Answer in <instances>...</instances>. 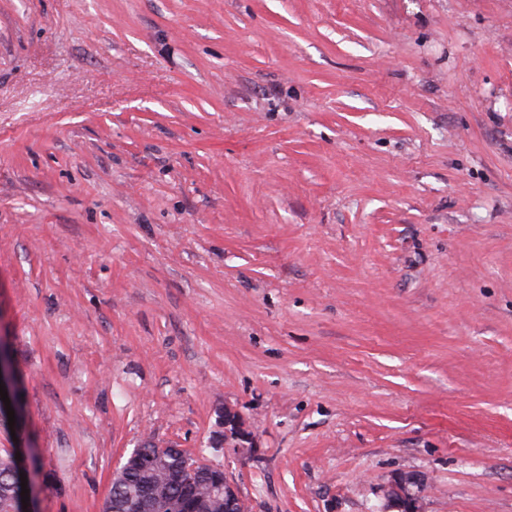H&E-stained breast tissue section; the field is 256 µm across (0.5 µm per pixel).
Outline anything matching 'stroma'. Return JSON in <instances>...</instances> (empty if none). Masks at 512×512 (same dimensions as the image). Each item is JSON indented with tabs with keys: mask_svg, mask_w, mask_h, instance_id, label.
I'll return each mask as SVG.
<instances>
[{
	"mask_svg": "<svg viewBox=\"0 0 512 512\" xmlns=\"http://www.w3.org/2000/svg\"><path fill=\"white\" fill-rule=\"evenodd\" d=\"M0 354L38 512H512V0H0ZM216 433L213 435L214 448H223L224 445L232 444L233 447L244 448L248 440V433L242 429L238 415L230 410H224L218 416ZM135 456H138V461L130 456L123 483L113 490L112 487L120 483L124 468L121 465L112 471L110 493L117 498L116 506L123 500H144L146 486L153 485L157 497L150 505L151 510L146 512H225L221 510L225 501L235 509L234 512L252 511L249 501L219 466L198 465L192 468L198 460L187 452L185 455L159 458L149 441L140 445ZM220 481L223 484L216 487ZM214 487L217 496L224 497L223 502L212 496ZM418 483L419 479L413 474L394 477L385 490L382 511L420 512L419 500L412 491V486Z\"/></svg>",
	"mask_w": 512,
	"mask_h": 512,
	"instance_id": "35a3bbf8",
	"label": "stroma"
}]
</instances>
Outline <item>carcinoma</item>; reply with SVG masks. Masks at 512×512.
<instances>
[{"instance_id": "cac0c4a2", "label": "carcinoma", "mask_w": 512, "mask_h": 512, "mask_svg": "<svg viewBox=\"0 0 512 512\" xmlns=\"http://www.w3.org/2000/svg\"><path fill=\"white\" fill-rule=\"evenodd\" d=\"M127 461V471L120 487L111 490L117 503L140 501L146 487L154 486L156 498L150 512H223L224 502L212 496V489L223 480L224 470L215 465L200 466L190 454L156 455L153 444L143 442ZM11 455L0 456V512L11 508L8 490L1 487L9 479Z\"/></svg>"}]
</instances>
